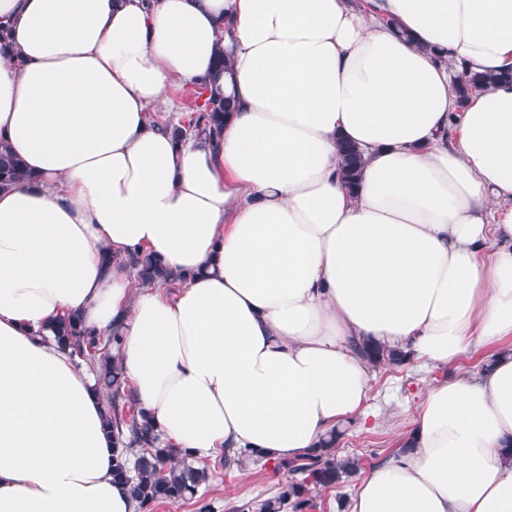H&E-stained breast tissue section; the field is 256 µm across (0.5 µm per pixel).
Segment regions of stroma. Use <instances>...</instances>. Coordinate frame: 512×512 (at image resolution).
<instances>
[{
	"label": "stroma",
	"mask_w": 512,
	"mask_h": 512,
	"mask_svg": "<svg viewBox=\"0 0 512 512\" xmlns=\"http://www.w3.org/2000/svg\"><path fill=\"white\" fill-rule=\"evenodd\" d=\"M488 356L487 351L468 353L452 365H423L407 362L401 366L374 368L370 380L373 414L354 419L340 431L336 454L360 461V475L367 474L380 460L400 447L407 425L424 391L431 385L475 371ZM209 483L197 495L176 505H156L153 512H259L273 497L286 473L261 462L244 467H222L219 459L207 461Z\"/></svg>",
	"instance_id": "1"
}]
</instances>
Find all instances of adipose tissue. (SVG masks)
Here are the masks:
<instances>
[{"mask_svg": "<svg viewBox=\"0 0 512 512\" xmlns=\"http://www.w3.org/2000/svg\"><path fill=\"white\" fill-rule=\"evenodd\" d=\"M0 512H137L93 375L52 339L120 323L169 447L270 463L364 414L375 343L512 342V0H0ZM230 50L219 143L152 119ZM365 161L356 188L337 144ZM189 273L134 286L117 258ZM351 512H512V354L428 387ZM512 80V70L489 71L483 74L462 70L454 80L455 91L459 98H464L478 88L494 85L501 81ZM29 176L23 160L0 140V187L14 185Z\"/></svg>", "mask_w": 512, "mask_h": 512, "instance_id": "adipose-tissue-1", "label": "adipose tissue"}]
</instances>
